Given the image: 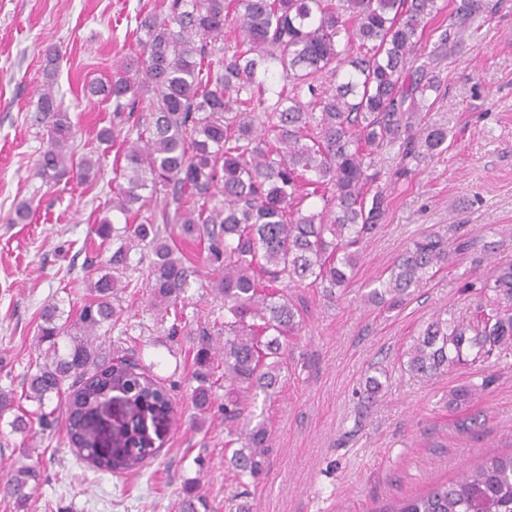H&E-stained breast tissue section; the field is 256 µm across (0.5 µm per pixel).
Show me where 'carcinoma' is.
<instances>
[{
    "mask_svg": "<svg viewBox=\"0 0 512 512\" xmlns=\"http://www.w3.org/2000/svg\"><path fill=\"white\" fill-rule=\"evenodd\" d=\"M159 11L136 17L141 52L121 61L112 79L88 91L112 103L117 122L98 133L101 142L123 137L120 176L112 189V217L96 234L122 242L112 263L125 259L123 242L150 249L148 288L154 305L177 311L178 301L198 270L186 265L154 224L174 225L185 239L207 244L206 264L218 274L212 291L224 300V322L201 328L196 352L197 386L191 393L200 415L216 399L209 337H224V429L240 434L258 393H277L288 368V336L299 333L300 309L285 287H345L354 276L362 244L385 213V197L369 194L379 152L401 140L428 93L437 89L429 74L433 59L418 43L441 11L438 0H158ZM486 6L460 0L449 14L439 44L462 43L475 34ZM234 24L241 37L228 42ZM364 54L351 57L352 46ZM422 60L420 77L404 85L409 63ZM58 54L46 59L36 122L46 127L37 175L49 183L76 170L87 181L99 160L83 156L73 165L75 138L53 83ZM329 81L330 93L317 96ZM310 95L319 111L310 109ZM448 142V130L434 129L423 147L434 153ZM164 192L160 214L140 216L143 191ZM123 216L124 226L114 227ZM448 263V245L437 235L412 243L387 279L367 300L389 308L409 289ZM118 279L97 271L90 298L75 320L61 321L59 305L44 306L39 343L43 361L24 379L20 410L11 390H0V418L12 412V429L23 433L37 420L48 427L59 417L68 444L92 467L114 475L138 473L161 449L158 429L175 415L173 397L117 337L104 349L97 331L118 318L112 299ZM479 293L502 302L469 320L437 318L405 353L406 370L419 377L487 360L512 346V262L498 264L479 281ZM486 384L448 392V406L469 405ZM118 396L122 419L112 425L110 445L99 448L102 405ZM56 401L49 409L47 403ZM247 447L233 451L238 478L265 470L272 440L260 422L246 432ZM39 474L24 464L13 468L0 493L27 508ZM207 508L190 479L181 491L180 512ZM389 512H512V451L492 453L460 477L433 484Z\"/></svg>",
    "mask_w": 512,
    "mask_h": 512,
    "instance_id": "cac0c4a2",
    "label": "carcinoma"
}]
</instances>
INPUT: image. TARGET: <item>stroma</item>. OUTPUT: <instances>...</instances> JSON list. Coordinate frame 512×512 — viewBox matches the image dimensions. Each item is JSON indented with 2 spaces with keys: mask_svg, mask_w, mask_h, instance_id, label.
<instances>
[{
  "mask_svg": "<svg viewBox=\"0 0 512 512\" xmlns=\"http://www.w3.org/2000/svg\"><path fill=\"white\" fill-rule=\"evenodd\" d=\"M487 2L493 10L477 34L451 50L434 35L422 45L435 57L439 87L420 125L447 128V150L432 158L384 150L374 187L386 196V213L351 284L332 296L322 288L291 290L304 305L302 328L288 342L280 393L256 398L251 413L271 428L272 450L260 479L241 485L224 452L221 404L201 427L192 424V331L224 320V302L203 270L205 243L175 242L203 274L180 304L188 331L173 336L175 318L150 303L149 250L127 245V262L115 269V242L94 232L109 210L121 149L97 140L114 122L112 106L87 87L110 79L116 62L136 51L134 17L154 0H0V388L22 389L41 354L44 305L78 311L94 266L121 280L112 336H126L177 406L159 457L124 476L80 460L67 444L65 421L19 433L0 420V468L27 463L41 474L27 512H178L183 483L195 477L208 512H235L237 492L249 512H381L512 446V348L430 378L402 367L404 351L428 323L441 313L472 315L482 303L473 283L512 259V0ZM54 50L55 90L76 132L74 153L100 159V173L84 183L68 175L48 184L36 174L46 137L35 108ZM24 201L32 204L30 217L12 223ZM425 233L447 242V267L412 288L401 307L368 302L379 278ZM382 369L383 392L364 398L367 377ZM481 382L487 389L480 400L448 408L451 389Z\"/></svg>",
  "mask_w": 512,
  "mask_h": 512,
  "instance_id": "obj_1",
  "label": "stroma"
}]
</instances>
